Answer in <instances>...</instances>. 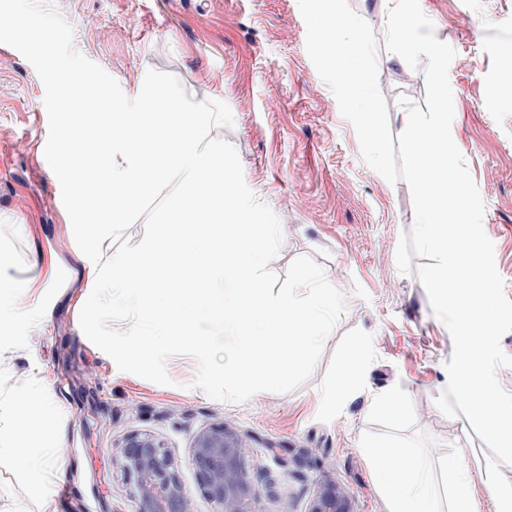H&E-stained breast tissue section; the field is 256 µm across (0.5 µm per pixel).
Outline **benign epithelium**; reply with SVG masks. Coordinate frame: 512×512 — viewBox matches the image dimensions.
Instances as JSON below:
<instances>
[{
  "mask_svg": "<svg viewBox=\"0 0 512 512\" xmlns=\"http://www.w3.org/2000/svg\"><path fill=\"white\" fill-rule=\"evenodd\" d=\"M137 512H195L166 443L148 433H131L116 448ZM190 459L203 495L215 512H253L256 489L250 476L249 446L235 428L217 423L200 429ZM306 512H356L353 500L334 481L319 482Z\"/></svg>",
  "mask_w": 512,
  "mask_h": 512,
  "instance_id": "benign-epithelium-1",
  "label": "benign epithelium"
}]
</instances>
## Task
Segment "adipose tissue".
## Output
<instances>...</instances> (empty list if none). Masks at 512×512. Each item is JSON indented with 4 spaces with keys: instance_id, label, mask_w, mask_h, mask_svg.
Listing matches in <instances>:
<instances>
[{
    "instance_id": "obj_1",
    "label": "adipose tissue",
    "mask_w": 512,
    "mask_h": 512,
    "mask_svg": "<svg viewBox=\"0 0 512 512\" xmlns=\"http://www.w3.org/2000/svg\"><path fill=\"white\" fill-rule=\"evenodd\" d=\"M38 301L34 279L0 278V315L34 312ZM11 410L14 428L24 431L30 424L48 423L56 412V406L49 393H42L33 400L21 392L17 394ZM364 453L388 512H439L432 479L417 449L368 442L364 445ZM443 465L450 477L449 512H480L472 493L473 483L477 480L495 490L500 512H512V485L500 483L494 466L472 471L463 465L462 455L458 452L448 455Z\"/></svg>"
}]
</instances>
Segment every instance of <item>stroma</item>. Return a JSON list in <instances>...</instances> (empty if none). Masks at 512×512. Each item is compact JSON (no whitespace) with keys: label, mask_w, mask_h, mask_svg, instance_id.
<instances>
[{"label":"stroma","mask_w":512,"mask_h":512,"mask_svg":"<svg viewBox=\"0 0 512 512\" xmlns=\"http://www.w3.org/2000/svg\"><path fill=\"white\" fill-rule=\"evenodd\" d=\"M72 26L74 47L129 92L144 68L174 75L199 97L228 104L233 123L210 136L237 151L247 185L277 216L283 240L270 267L285 278L291 262L310 256L345 300L308 381L284 392H261L235 403L194 388L196 360L167 359L173 380L164 386L120 371L79 325L78 299L87 278L63 205L61 187L39 151L48 135L45 89L33 66L0 44L1 273L40 285L33 319L0 321V396L41 369L58 412L46 433L16 432L0 441V512H136L114 451L132 432L164 440L196 512H213L190 461L201 428L222 422L251 446L255 512H279L287 498L306 512L323 477L353 499L357 512H388L363 454L379 439L418 449L440 495L448 493L442 460L464 448L479 470L491 452L465 416L445 417L435 399L448 382L453 343L435 316L415 271L401 273L395 252L415 216L405 182L389 184L362 159L351 123L306 52V24L298 0H49ZM437 39L456 52L450 65L455 116L452 136L485 203L483 226L512 298V0H420ZM379 84L392 135L406 114L399 97L424 105L422 71L379 51ZM364 337L370 353L357 386L328 405L330 386L350 337ZM399 391L410 415L392 422L374 398ZM62 435L58 476L45 493L16 455ZM276 491H269L268 480ZM71 485L75 497L59 496Z\"/></svg>","instance_id":"stroma-1"}]
</instances>
